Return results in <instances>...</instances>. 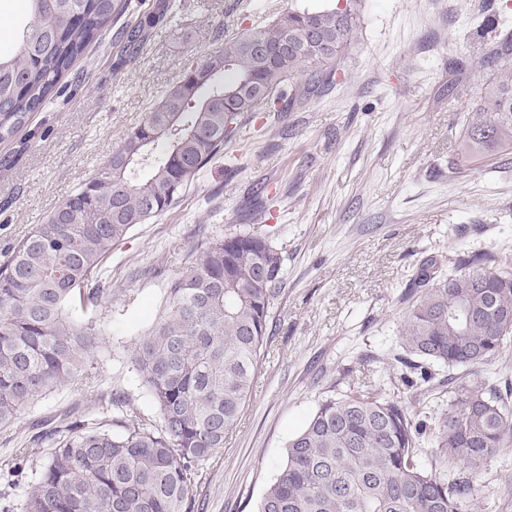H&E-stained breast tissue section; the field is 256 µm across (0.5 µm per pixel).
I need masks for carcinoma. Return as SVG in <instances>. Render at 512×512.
Here are the masks:
<instances>
[{"instance_id":"1","label":"carcinoma","mask_w":512,"mask_h":512,"mask_svg":"<svg viewBox=\"0 0 512 512\" xmlns=\"http://www.w3.org/2000/svg\"><path fill=\"white\" fill-rule=\"evenodd\" d=\"M18 50L0 58V141L60 94L58 84L121 13L119 0H27ZM179 10L122 30L138 52L149 31ZM350 6L294 7L262 27L224 39L166 88L102 167L33 227L0 261V427L43 395L86 383L93 354L120 305L136 298L102 287L112 251L139 224L166 212L196 182L243 116L289 112L334 82L358 40ZM268 50L258 56L253 45ZM472 66L488 71L464 116L457 169L512 153V43L498 42ZM266 188L253 187L262 219ZM282 250L241 224L188 254L164 288L158 314L134 343L131 364L157 415L131 416L120 399L105 416L103 395L83 397L99 415L66 416L34 434L48 442L20 512H191L195 479L240 423L272 332L283 278ZM398 329L403 363L428 384L424 367L488 366L512 339V271L489 253L460 252L452 265H417ZM449 411L421 419L370 385L336 396L327 387L288 442L257 512H472L486 462L512 439V408L487 378H447ZM430 449V453L422 449ZM463 469L448 477V466ZM31 469L18 449L6 473Z\"/></svg>"}]
</instances>
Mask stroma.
<instances>
[{
    "mask_svg": "<svg viewBox=\"0 0 512 512\" xmlns=\"http://www.w3.org/2000/svg\"><path fill=\"white\" fill-rule=\"evenodd\" d=\"M179 2L130 60L118 32L159 0H127L104 44L80 61L84 81L67 75V90L24 126L28 142H0V157H16L0 169V259L98 171L184 69L225 37L320 0ZM355 11L361 37L343 58L344 78L282 117L247 119L177 203L136 226L107 263L105 282L137 300L95 351V385L147 416L154 409L130 363L137 333L186 254L244 223L251 188L268 187L258 229L284 257L275 331L240 424L200 471L199 512H256L327 386L341 392L356 379L409 401L397 330L420 259L486 251L512 268V163L453 165L484 83L469 64L512 34V0H356ZM78 401L73 388L50 393L0 428V466L18 448L42 464L48 448L32 444L33 423ZM479 506L512 512V447L488 462Z\"/></svg>",
    "mask_w": 512,
    "mask_h": 512,
    "instance_id": "stroma-1",
    "label": "stroma"
}]
</instances>
